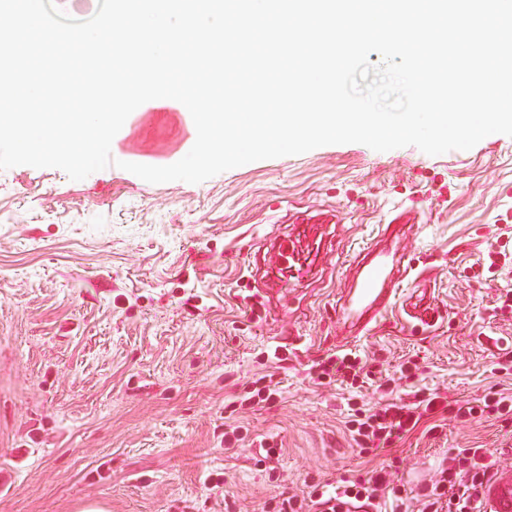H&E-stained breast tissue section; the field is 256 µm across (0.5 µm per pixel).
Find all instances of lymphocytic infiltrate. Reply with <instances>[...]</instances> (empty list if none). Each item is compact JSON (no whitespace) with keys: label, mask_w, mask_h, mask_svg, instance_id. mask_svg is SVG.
<instances>
[{"label":"lymphocytic infiltrate","mask_w":512,"mask_h":512,"mask_svg":"<svg viewBox=\"0 0 512 512\" xmlns=\"http://www.w3.org/2000/svg\"><path fill=\"white\" fill-rule=\"evenodd\" d=\"M371 366L351 355L331 357L319 363L316 376L321 380L356 384L371 378ZM436 407L434 398L415 397L403 403L392 399L372 409H355L349 420L352 439L360 453L385 449L413 431L424 416ZM485 448H452L430 486L402 492L393 486L386 468H375L343 479L341 485L326 488L311 485L309 491L292 494L276 503L271 512H337L336 506L350 501L369 504L390 499L402 502L411 497L417 512H482L480 493L491 466Z\"/></svg>","instance_id":"1"}]
</instances>
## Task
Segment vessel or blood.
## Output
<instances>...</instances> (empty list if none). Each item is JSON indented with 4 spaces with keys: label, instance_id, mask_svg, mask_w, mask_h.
I'll return each mask as SVG.
<instances>
[{
    "label": "vessel or blood",
    "instance_id": "obj_1",
    "mask_svg": "<svg viewBox=\"0 0 512 512\" xmlns=\"http://www.w3.org/2000/svg\"><path fill=\"white\" fill-rule=\"evenodd\" d=\"M294 232L279 246V262L272 274L289 283L309 277L312 254L319 238L318 227L309 218L294 219ZM413 269L411 260L397 243L368 248L352 269L347 295L336 304L338 330H368L382 310L395 300L401 280ZM484 512H512V467L494 468L482 488Z\"/></svg>",
    "mask_w": 512,
    "mask_h": 512
}]
</instances>
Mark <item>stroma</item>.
Segmentation results:
<instances>
[{"label":"stroma","mask_w":512,"mask_h":512,"mask_svg":"<svg viewBox=\"0 0 512 512\" xmlns=\"http://www.w3.org/2000/svg\"><path fill=\"white\" fill-rule=\"evenodd\" d=\"M190 113H131L112 144L167 166L194 144ZM336 210L318 274L270 287L265 272L292 230L289 211ZM423 272L417 297L439 313L420 329L394 308L345 352L377 360L448 402L392 447L359 454L344 419L374 406L370 385H319L310 368L336 353L332 304L343 264L402 211ZM512 242V137L430 156L360 143L255 161L198 184L148 183L120 168L73 181L57 168L0 170V512H262L304 485L390 464L398 484L428 482L449 449L488 448L512 465V419L458 418L451 403L489 387L512 351L498 307L512 266L482 278ZM270 374L280 392L239 407L248 433L224 447L236 397ZM282 450L279 478L255 457Z\"/></svg>","instance_id":"obj_1"}]
</instances>
